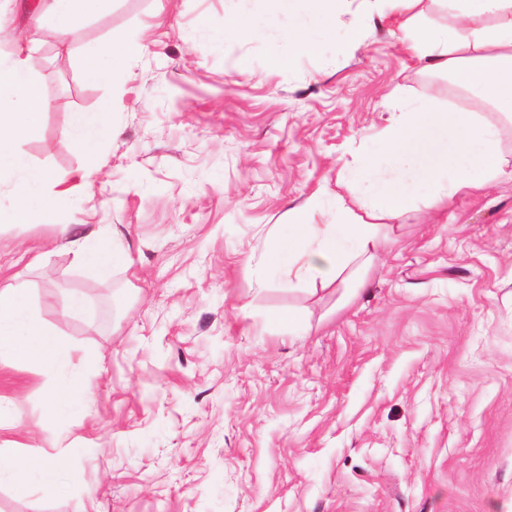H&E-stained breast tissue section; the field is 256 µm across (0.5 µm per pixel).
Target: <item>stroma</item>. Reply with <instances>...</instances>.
I'll use <instances>...</instances> for the list:
<instances>
[{
	"mask_svg": "<svg viewBox=\"0 0 512 512\" xmlns=\"http://www.w3.org/2000/svg\"><path fill=\"white\" fill-rule=\"evenodd\" d=\"M36 2L0 0V51L19 36L53 53L20 149L72 203L0 227V282L91 353L69 374L93 402L46 420L49 374L0 360V456L60 462L48 491L0 479V512H512V180L391 219L364 285L266 263L289 209L374 153L385 96L459 103L447 76L383 22L275 69L278 32L213 37L250 0H109L66 40ZM133 34L121 82L84 79L87 49ZM105 104L112 138L90 160L65 129ZM62 224L108 225L129 264L85 268ZM288 308L295 329L267 322Z\"/></svg>",
	"mask_w": 512,
	"mask_h": 512,
	"instance_id": "stroma-1",
	"label": "stroma"
}]
</instances>
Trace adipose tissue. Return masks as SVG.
<instances>
[{
  "mask_svg": "<svg viewBox=\"0 0 512 512\" xmlns=\"http://www.w3.org/2000/svg\"><path fill=\"white\" fill-rule=\"evenodd\" d=\"M270 0L262 22L247 15L225 18L223 36L241 43L264 30L278 29L287 50L271 58L289 67L293 55H317L324 40L344 30L346 44L361 41L375 19L389 18L412 60L422 69L443 71L478 110L443 106L431 99L393 101L392 117L376 135L378 161L365 158L345 165L340 182L353 198L332 197L333 212L320 222L321 195L289 209L288 231L267 250L272 273L289 271L297 282L330 285L354 261H368L387 238V218L406 212L418 199L436 207L463 193L500 182L512 167L503 141L512 131V0H435L440 19L429 18L424 0ZM106 0H44L51 31L74 36ZM140 39L130 38L89 51L82 63L87 81L103 80L141 54ZM33 49L0 53V183L10 187L11 204L0 207V224H28L42 213L65 208L68 189L47 168L29 160L19 142L35 131L46 109L33 77ZM112 133L109 112L73 113L67 137L73 147L92 153ZM81 263L98 273L128 261L126 250L92 231L70 241ZM75 349L36 318L29 293L20 283L0 285V359L40 366L50 373L49 412L62 400L90 404L89 389L69 378Z\"/></svg>",
  "mask_w": 512,
  "mask_h": 512,
  "instance_id": "adipose-tissue-1",
  "label": "adipose tissue"
}]
</instances>
